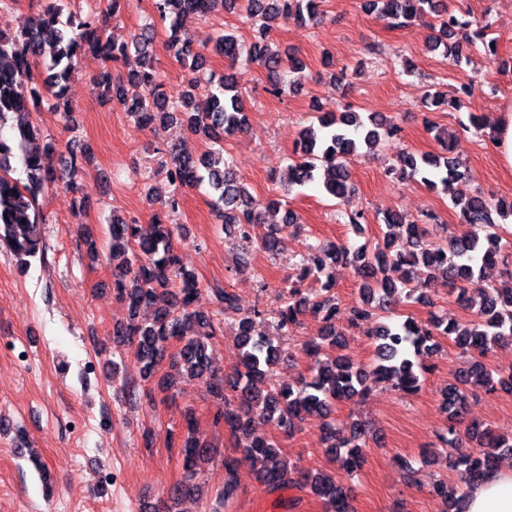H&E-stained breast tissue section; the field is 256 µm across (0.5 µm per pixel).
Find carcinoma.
Listing matches in <instances>:
<instances>
[{
  "mask_svg": "<svg viewBox=\"0 0 512 512\" xmlns=\"http://www.w3.org/2000/svg\"><path fill=\"white\" fill-rule=\"evenodd\" d=\"M321 3L323 0H154V8L163 20L170 17L177 20L186 15L207 17L220 10L243 12L247 21L257 28V34L245 41L232 31L222 30L215 38L212 52L224 56L233 65L242 60L265 70L269 80L266 91L280 96L289 89L282 80L283 73H300L304 63L296 55L273 45L267 33L280 22H316L324 16ZM369 7L379 11L394 29L406 26L417 17L432 18L435 24L431 27L434 34L428 38L429 48L443 49L444 55L457 66L466 57L463 44H473L468 38L458 39V32L472 22L448 11L438 0H369ZM62 11L59 0H45L41 13L28 26L13 34L0 33V123L10 113L25 114L42 103L43 92L32 69L35 59H41L52 71L45 85L57 99L53 107L58 109L74 72L75 58L91 53L101 60V70L93 77V85L109 101L135 117L138 124L172 122L179 116L191 135L213 144V148L200 155L177 148L171 150L168 178L177 189L208 183L213 193L211 207L216 219L224 224V233L245 239L256 235L257 227L262 224L260 215L231 164L230 152L224 149V143L247 124L246 96L238 90L232 77L224 75L217 91L203 103H197L193 88L206 76L203 52L181 39L174 22L169 28L167 49L188 70L189 79L181 95L172 98L154 66L153 25L142 27L131 42L118 44L105 37L96 20L78 19L74 15L64 19ZM132 51L139 57V67L125 72L123 68ZM397 134L398 127L393 120L383 116L371 114L365 121L350 108L338 115L327 113L320 117L318 125L300 130L297 159L286 169L288 183L304 187L320 181L328 196L342 199L351 189V157L363 148L370 153L384 139ZM456 140L453 135L444 142L443 155L418 156L404 151L397 157L395 170L403 176L420 179L430 189L446 190L469 177L466 167L449 156ZM55 151V143L47 140L38 124L29 121L18 127L15 145L0 140V244H5L25 268L30 259L45 255L40 225L47 220L37 208L39 196L59 184L75 191L73 174L87 161L86 151H72L68 161L58 168L54 164ZM17 152L26 171L23 184L9 175L11 159ZM452 205L459 223L470 230L443 243L431 239L428 225L408 222L399 213H387L384 215L387 227L405 228V236L397 248L388 234L384 246H375L370 254L365 247L353 251L343 244L309 246L299 262L297 280L283 289L279 295L280 306L273 312L256 306L243 313L232 292L213 289L218 313L238 321L242 356L238 366L228 374L211 363L209 341L217 335L221 321L193 309L199 292L198 281L179 264L176 225L159 219L143 225L134 216L114 212L110 253L112 259L119 261L121 272L113 282V292L129 311V321L116 334L117 343L135 346L146 377L168 360L186 375L204 380L215 399V424H224L237 437L239 447L258 463L256 480L263 487L273 490L296 486L323 499L330 512H352L346 491L331 475L306 471L280 459L274 441L252 439L249 430L254 419L260 417L283 434L291 435L302 420L324 417L332 402L364 396L380 382H388L405 394L416 393L421 380L414 371L411 355L434 351L438 336L448 337L471 357L468 367L459 371L455 382L444 390L443 400L451 424L445 432L436 435L440 448L446 451L459 440L456 419L467 403L468 390L483 387L493 393L500 388H512V367L495 380L482 362L494 348L512 345V269L506 270L507 279L500 285H484L486 269L502 256L500 230L512 218V205H497L479 194L468 198L455 196ZM295 223L294 214L285 212L282 223L270 229L262 237V243L274 250L277 234ZM343 263L354 264L361 278L362 301L352 310L353 324L375 318L378 310L385 313L392 310L395 295L402 292L407 299L431 304L426 284H412L413 269L420 266L429 281L445 278L450 293L463 309L472 313V318L464 323L446 322L433 315L428 321L419 322L408 316L403 321L380 323L373 336L377 364L369 369L337 351L343 332L336 328L338 307L331 275L332 269ZM309 277L322 282V288L305 294L297 282ZM144 310L151 314L142 320L140 313ZM305 312L323 323L319 339L303 347L304 354L313 362L315 374L302 380L297 388L291 385L259 388L281 360L282 350L271 341L255 336L256 320L272 313L279 335L288 336ZM173 342L180 344L174 353L170 352ZM467 432L479 438L476 455L460 461L448 460L463 484L494 469L499 450L512 451V437L479 424L469 425ZM364 437L365 431L358 423L351 426L347 436L336 433L328 425L324 432L325 451L345 467L354 469L364 459ZM212 452L207 441L195 436L194 423L188 422L181 444L183 472L168 499L175 501L191 493L197 466L211 460ZM238 487L236 460L226 455L220 501L226 503L232 499ZM431 492L442 498L452 512L457 510L459 497L447 480L436 481Z\"/></svg>",
  "mask_w": 512,
  "mask_h": 512,
  "instance_id": "1",
  "label": "carcinoma"
}]
</instances>
